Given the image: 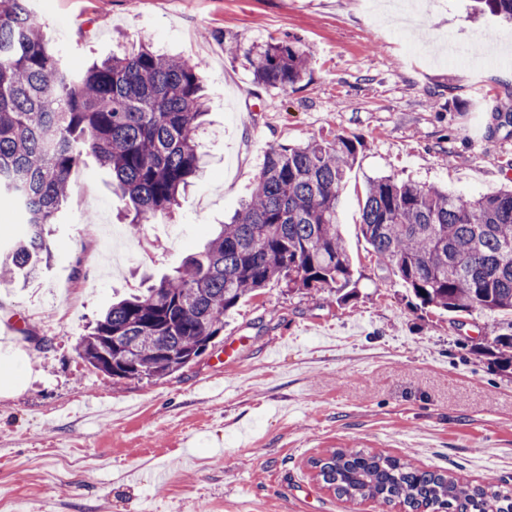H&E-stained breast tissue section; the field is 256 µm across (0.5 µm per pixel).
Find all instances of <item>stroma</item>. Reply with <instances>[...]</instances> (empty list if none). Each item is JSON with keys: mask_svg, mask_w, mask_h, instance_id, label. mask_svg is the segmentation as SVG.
<instances>
[{"mask_svg": "<svg viewBox=\"0 0 512 512\" xmlns=\"http://www.w3.org/2000/svg\"><path fill=\"white\" fill-rule=\"evenodd\" d=\"M427 3L419 37L382 24L380 0H29L73 71L142 42L203 63L208 116L204 173L173 217L131 234L111 175L83 156L51 266L0 285V381L14 383L0 391L5 512H396L324 488L309 461L332 448L512 487V375L471 351L500 315L457 324L415 305L360 231L382 176L473 197L512 187V24L472 0ZM486 32L508 52L453 65L440 47ZM289 39L309 56L304 79L257 86L256 52ZM341 135L363 141L339 208L356 297L340 306L274 281L167 378L116 386L87 365L80 343L115 294L201 252L270 148Z\"/></svg>", "mask_w": 512, "mask_h": 512, "instance_id": "obj_1", "label": "stroma"}]
</instances>
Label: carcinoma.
I'll return each instance as SVG.
<instances>
[{
	"instance_id": "carcinoma-1",
	"label": "carcinoma",
	"mask_w": 512,
	"mask_h": 512,
	"mask_svg": "<svg viewBox=\"0 0 512 512\" xmlns=\"http://www.w3.org/2000/svg\"><path fill=\"white\" fill-rule=\"evenodd\" d=\"M512 21V0H476ZM298 41L252 59L254 81L286 89L302 80ZM200 63L141 43L75 73L51 48L27 0H0V199L24 215V229L0 252V268L35 274L84 153L115 177L131 204L133 233L167 216L199 176L207 100ZM361 142L339 137L269 150L250 198L205 249L172 274L110 306L81 344L93 368L121 383L163 379L205 353L224 315L274 279L324 291L342 304L356 287L338 230L346 172ZM362 233L377 261L420 305L478 317L512 316V189L468 197L384 176L372 181ZM118 340L105 370V337ZM486 349L512 368V319ZM339 498L404 512H512V491L472 486L383 453L335 448L311 461Z\"/></svg>"
}]
</instances>
